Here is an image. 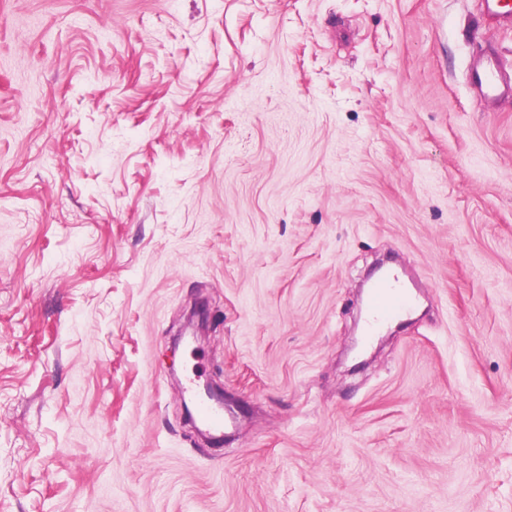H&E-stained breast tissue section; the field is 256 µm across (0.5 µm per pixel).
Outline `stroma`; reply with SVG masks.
<instances>
[{
  "mask_svg": "<svg viewBox=\"0 0 512 512\" xmlns=\"http://www.w3.org/2000/svg\"><path fill=\"white\" fill-rule=\"evenodd\" d=\"M488 55L482 0H0V512H512ZM381 263L420 309L357 358ZM204 310L202 307L194 306L192 309V317L197 319L196 324H187L176 337L175 343L179 345L184 340L191 341L193 343H200L206 339L205 336V323Z\"/></svg>",
  "mask_w": 512,
  "mask_h": 512,
  "instance_id": "35a3bbf8",
  "label": "stroma"
}]
</instances>
